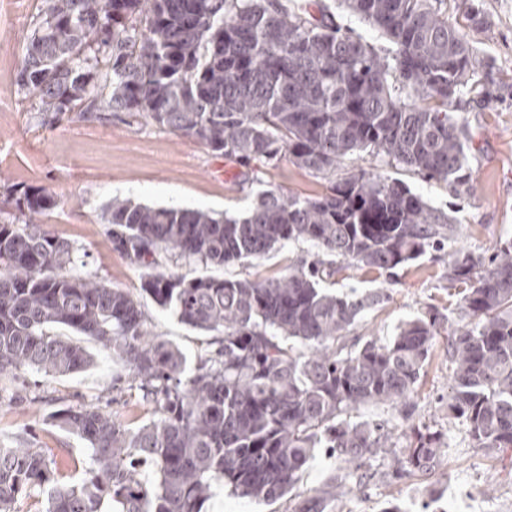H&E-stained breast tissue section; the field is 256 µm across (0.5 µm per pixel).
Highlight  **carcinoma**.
I'll list each match as a JSON object with an SVG mask.
<instances>
[{
  "label": "carcinoma",
  "mask_w": 512,
  "mask_h": 512,
  "mask_svg": "<svg viewBox=\"0 0 512 512\" xmlns=\"http://www.w3.org/2000/svg\"><path fill=\"white\" fill-rule=\"evenodd\" d=\"M446 0H340L391 43L375 48L326 10L291 14L280 0H45L23 48L17 84L42 123L75 110L127 112L243 165L286 156L331 176L328 192L257 195L241 216L112 200V250L143 270L141 292L193 328L219 335L194 371L149 330L138 299L109 286L65 238L43 229L57 198L5 184L0 211V378L31 369L66 376L91 354L66 328L112 354L153 417L131 426L95 406L54 411L52 424L86 442L88 461L61 463L0 444V512L23 495L43 512H203L220 484L272 502L291 492L315 449L359 470L395 449L396 477L436 467L444 433L410 425L404 445L388 421H351L365 406L403 415L438 334L431 314L382 343L347 344L349 327L379 303L321 286L341 258L389 273L455 232L404 182L367 172L335 178L356 152L469 193L470 138L450 105L473 91L472 46L448 22ZM304 240L318 248L275 279L193 277L165 268L172 254L222 267ZM462 284L448 334V418L475 448H512V240L484 259L457 252ZM75 481L59 485V466ZM150 466L153 479L140 477ZM294 512H327L321 494Z\"/></svg>",
  "instance_id": "obj_1"
}]
</instances>
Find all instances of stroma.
Here are the masks:
<instances>
[{
    "mask_svg": "<svg viewBox=\"0 0 512 512\" xmlns=\"http://www.w3.org/2000/svg\"><path fill=\"white\" fill-rule=\"evenodd\" d=\"M43 0H0V59L8 70L0 81V184L24 183L53 193L58 206L43 220L45 230L68 239L85 254L87 269L110 286L138 293L141 273L113 252L102 218L106 203L126 199L151 206L200 209L240 215L262 190L299 197L326 192L329 182L292 164L288 158L268 165L245 166L213 154L205 146L159 126L145 116L103 112L92 118L72 117L41 124L31 102L17 86V72L32 23ZM484 19L474 26L471 10ZM448 18L460 26L474 50L471 82L474 92L455 104L473 137L470 164L473 187L460 198L444 183L390 165L387 158L354 154L338 165L337 176L364 170L405 182L434 209L451 218L456 231L445 247L427 251L394 274L378 273L338 261L327 290L359 300L385 291V299L363 311L351 335L386 342L407 320L438 313L439 333L412 396L415 424L442 430L448 448L438 468L399 480L392 475L390 456L372 459V477L352 493L339 495L328 512H512V450L473 447L465 426L448 417V329L457 320V287L448 283V258L459 248L490 255L497 242L512 239V0H448ZM308 242H286L261 258L225 265L229 278L265 280L311 258ZM142 311L152 332L176 344L190 365L211 351V333L192 329L149 297ZM81 345L92 354L85 370L68 376H47L31 370L0 380V443L26 440L54 457H88L86 444L48 420L64 405H101L135 423L148 421L143 404L127 380L118 379L111 356L88 338ZM340 461L318 450L295 498L263 502L217 488L204 512H292L296 497L330 489Z\"/></svg>",
    "mask_w": 512,
    "mask_h": 512,
    "instance_id": "1",
    "label": "stroma"
}]
</instances>
